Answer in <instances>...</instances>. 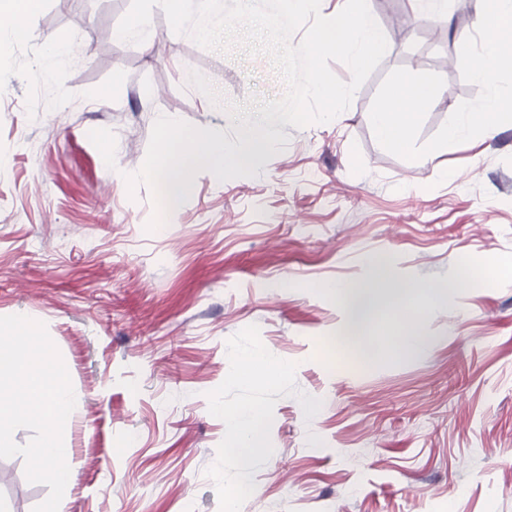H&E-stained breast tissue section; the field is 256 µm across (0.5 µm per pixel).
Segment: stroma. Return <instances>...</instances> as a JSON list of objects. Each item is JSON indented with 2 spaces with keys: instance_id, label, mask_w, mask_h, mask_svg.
I'll return each instance as SVG.
<instances>
[{
  "instance_id": "stroma-1",
  "label": "stroma",
  "mask_w": 512,
  "mask_h": 512,
  "mask_svg": "<svg viewBox=\"0 0 512 512\" xmlns=\"http://www.w3.org/2000/svg\"><path fill=\"white\" fill-rule=\"evenodd\" d=\"M368 5L391 48L351 106L328 123H275L289 142L255 176L200 172L151 231L153 192L124 176L157 117L237 142L230 106L286 91L270 58L202 48L159 8L150 47L115 41L131 0H41L28 39L0 29V316L46 325L79 399L64 429L77 480L59 512H226L243 474L238 512H512V285L454 289L426 313L420 355L325 356L345 318L310 285L365 278L371 255L398 280L436 283L456 279L461 257L512 252V124L409 161L369 119L398 67L445 80L419 144L478 96L457 50L476 0L443 15ZM50 40L67 55L47 78ZM252 344L288 376L236 377ZM217 402L264 414L248 469L224 453ZM24 468L0 459V512L46 499Z\"/></svg>"
}]
</instances>
